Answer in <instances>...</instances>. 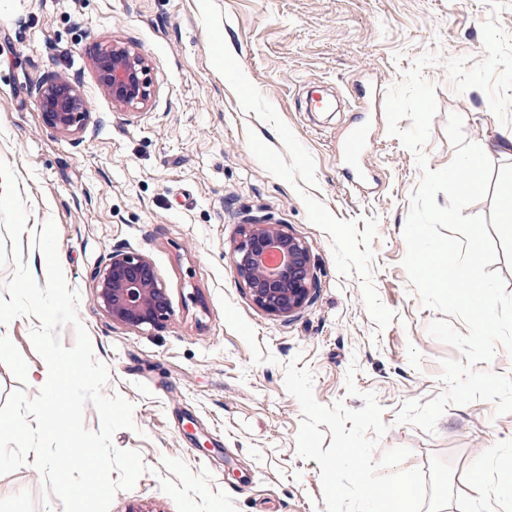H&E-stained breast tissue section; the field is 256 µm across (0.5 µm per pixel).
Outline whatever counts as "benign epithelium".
<instances>
[{
    "label": "benign epithelium",
    "mask_w": 512,
    "mask_h": 512,
    "mask_svg": "<svg viewBox=\"0 0 512 512\" xmlns=\"http://www.w3.org/2000/svg\"><path fill=\"white\" fill-rule=\"evenodd\" d=\"M92 64L99 85L116 108L128 112L147 105L150 68L142 53L105 42L96 46ZM36 98L50 128L65 135L87 131L90 105L77 82L48 80L37 88ZM270 250L281 254L275 268L263 262ZM233 263L237 280L248 289L254 304L271 315L288 316L309 299L313 287L310 249L278 224L248 225L235 245ZM94 281L98 303L116 323L141 328L169 316L166 289L151 263L138 253L113 251Z\"/></svg>",
    "instance_id": "1"
}]
</instances>
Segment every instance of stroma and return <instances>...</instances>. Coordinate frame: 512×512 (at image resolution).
Wrapping results in <instances>:
<instances>
[{"label":"stroma","mask_w":512,"mask_h":512,"mask_svg":"<svg viewBox=\"0 0 512 512\" xmlns=\"http://www.w3.org/2000/svg\"><path fill=\"white\" fill-rule=\"evenodd\" d=\"M488 16L483 0H0V159L30 223L57 226L78 317L109 370L104 394L133 405L134 429L113 444L138 451L146 470L110 512H325L320 467L296 453L302 412L284 387L295 359L320 404L356 410L361 393L376 394L387 431L375 453L411 449L403 466L424 472L422 512H472L477 471L484 512H512V413L452 405L432 434L396 421L406 402L441 393V359L461 356L429 335L440 314L401 265L420 171L388 134L383 102L424 54L441 59L424 71L439 105L429 167L452 160L447 116L460 114L494 163L486 199L467 212L484 215L512 293L499 192L512 157L498 150L512 125L483 91L456 93L443 66L484 59ZM112 40L149 60L152 96L139 113L113 107L93 71V46ZM50 76L78 80L91 104L85 134L45 124L34 88ZM356 124L370 133L360 190L338 154ZM266 223L311 251L309 300L285 317L258 308L234 272L241 228ZM121 247L144 255L166 289L171 312L158 326L113 323L97 302L93 276ZM38 325L5 327L0 407L43 385ZM0 512L63 507L28 463L0 476Z\"/></svg>","instance_id":"stroma-1"}]
</instances>
